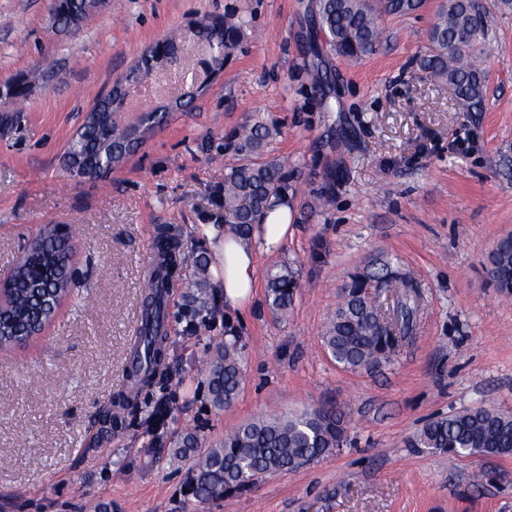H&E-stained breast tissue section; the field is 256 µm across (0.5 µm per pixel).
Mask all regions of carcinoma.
Returning <instances> with one entry per match:
<instances>
[{"label": "carcinoma", "instance_id": "carcinoma-1", "mask_svg": "<svg viewBox=\"0 0 512 512\" xmlns=\"http://www.w3.org/2000/svg\"><path fill=\"white\" fill-rule=\"evenodd\" d=\"M422 0H318L319 25L329 45L342 57L361 60L373 54L383 36L387 16H405L418 10ZM92 8L89 0H55L53 11L58 27L69 30ZM244 21L201 20L195 31L176 33L157 43L151 72L158 77L176 49L192 43L215 50V65H224V54L236 46ZM489 40L487 11L482 0H442L429 31V51L421 67L430 76L448 83L469 112L483 109L486 95L484 75L476 64ZM21 83L0 94L4 111H13L26 95ZM273 129L256 124L240 137L241 162L224 174V219L227 231L249 237L264 217L271 199L279 196L284 183L280 165L262 157ZM132 146L129 128L105 112L94 123L83 126L70 140L68 155L73 166L88 162L101 175ZM157 255L145 279L149 289L143 342L148 362L165 356L164 312L158 291L194 267L202 278L196 288L220 287L207 276L208 261L190 259L173 229L156 228ZM76 245L65 239L55 224H44L37 239L18 258L5 279L0 305V350L23 344L54 317L61 302L75 285L71 276ZM486 274L496 290L512 295V234L500 238L488 256ZM295 277L284 266L269 274L266 299L273 312L284 315L294 301ZM385 295L386 312H381L371 294ZM423 293L420 286L392 260H385L349 276L342 301L330 316L322 336L323 345L336 365L347 371L370 370L391 360L412 337ZM242 337L228 336L224 348L207 362L205 369L212 404L228 408L243 383ZM346 421L335 408H314L293 416L257 417L224 434L216 446L198 451V440L188 433L173 449L177 460L189 461L185 489L199 501H214L256 485L275 473L292 472L309 461L329 455L344 442ZM410 448L466 456L512 454V415L485 406L439 415L407 441Z\"/></svg>", "mask_w": 512, "mask_h": 512}]
</instances>
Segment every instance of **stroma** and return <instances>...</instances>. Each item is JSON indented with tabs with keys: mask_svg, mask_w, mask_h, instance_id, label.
Returning <instances> with one entry per match:
<instances>
[{
	"mask_svg": "<svg viewBox=\"0 0 512 512\" xmlns=\"http://www.w3.org/2000/svg\"><path fill=\"white\" fill-rule=\"evenodd\" d=\"M440 0L384 20L375 55L350 62L318 29L316 0H111L74 33L51 0H0V90L25 81L22 111L0 112V276L44 224L67 225L78 286L28 344L0 353V512H512V457H455L406 442L431 417L484 405L512 413V295L486 275L512 233V9L486 0L491 41L478 64L486 102L467 112L419 59ZM246 23L224 71L106 177L79 178L66 149L98 94L140 51L201 18ZM330 80L314 88L313 70ZM262 122L285 175L292 228L259 253L251 302L232 310L187 281L167 301V356L129 393L156 225L213 257L224 233V175L238 137ZM394 259L424 294L412 341L380 368L350 372L323 346L349 275ZM297 282L287 316L267 276ZM245 344L244 385L227 409L202 370L228 335ZM336 407L340 451L250 491L201 502L172 448H199L265 415Z\"/></svg>",
	"mask_w": 512,
	"mask_h": 512,
	"instance_id": "35a3bbf8",
	"label": "stroma"
}]
</instances>
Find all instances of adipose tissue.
Segmentation results:
<instances>
[{
    "mask_svg": "<svg viewBox=\"0 0 512 512\" xmlns=\"http://www.w3.org/2000/svg\"><path fill=\"white\" fill-rule=\"evenodd\" d=\"M287 196L275 199L272 210L256 228V241L225 238L215 249V259L224 271V303L243 308L250 302L257 286L256 252H273L291 233Z\"/></svg>",
    "mask_w": 512,
    "mask_h": 512,
    "instance_id": "adipose-tissue-1",
    "label": "adipose tissue"
}]
</instances>
